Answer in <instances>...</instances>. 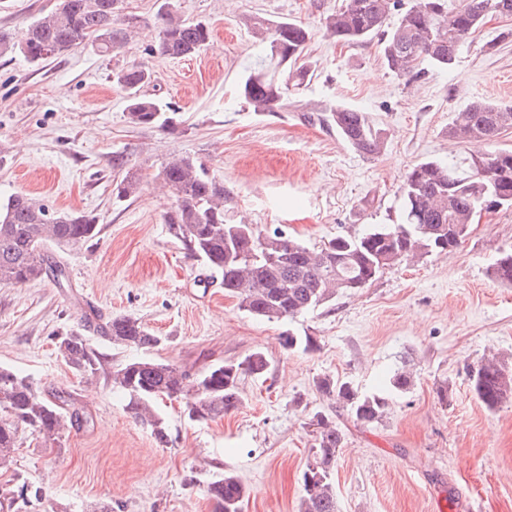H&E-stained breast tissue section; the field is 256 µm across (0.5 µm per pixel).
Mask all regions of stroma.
<instances>
[{"label":"stroma","mask_w":512,"mask_h":512,"mask_svg":"<svg viewBox=\"0 0 512 512\" xmlns=\"http://www.w3.org/2000/svg\"><path fill=\"white\" fill-rule=\"evenodd\" d=\"M53 3L0 0V30L29 25ZM341 3L179 0L212 41L172 59L150 51L161 0H124L121 13L137 17V35L111 53L81 44L37 65L0 55V197L26 192L49 210L96 216L101 226L95 240L60 252L64 285L45 278L0 286V367L45 396H64L82 415L52 445L21 430L10 462L0 464V494L14 499L7 512H213L207 484L227 471L247 488L243 512H298L318 412L344 435L333 475L337 512H512V398L487 408L471 382L492 355L512 369V288L490 275L512 248V208L475 218L453 254L394 265L291 321L239 309L220 276L189 258L163 222L173 198L155 175L174 154L223 181L226 219L319 247L398 223V189L418 162L461 166L490 147L512 148V130L492 145L448 138L468 104H512V17H489L451 71L410 83L386 68L376 43L327 37L323 18ZM257 16L295 20L311 33L303 61L314 74L289 85L272 112L252 111L239 95L242 76L261 59L248 30ZM131 64L152 71L146 91L176 110L175 132L127 123L126 94L113 74ZM451 83L461 88L453 99ZM339 105L368 113L381 130L378 157L359 156L323 123ZM117 156L124 167L114 166ZM128 168L141 186L120 201L112 188ZM117 315L162 336L151 357L190 374L257 350L269 371L242 377V405L216 421H193L179 402H158L170 435L158 444L112 385L113 367L139 356L96 331ZM288 331L313 336L317 350L285 349ZM71 332L100 358L93 379L55 348ZM403 369L412 386L392 390ZM325 375L362 396L386 393L382 420L357 422L318 390ZM26 485L41 498L20 501Z\"/></svg>","instance_id":"stroma-1"}]
</instances>
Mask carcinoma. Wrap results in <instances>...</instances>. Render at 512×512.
<instances>
[{"instance_id":"1","label":"carcinoma","mask_w":512,"mask_h":512,"mask_svg":"<svg viewBox=\"0 0 512 512\" xmlns=\"http://www.w3.org/2000/svg\"><path fill=\"white\" fill-rule=\"evenodd\" d=\"M503 6L512 16V0H344L324 20L327 33L344 43L377 40L381 57L394 74L416 79L431 68L452 69L460 46L483 24L489 5ZM122 0H60L58 6L18 34L0 31V54L19 53L38 64L87 42L102 53L121 47L135 23L116 26ZM157 19L159 41L151 49L161 56H192L210 44V31L202 22L182 18L177 0H163ZM249 27L263 47L258 68L239 83V93L254 112H272L283 100V87L275 79L281 67L288 79L300 85L310 68L297 66L310 40L308 29L293 20L271 21L255 17ZM127 95L126 121L133 127L173 131L176 112L142 93L151 73L129 65L114 75ZM330 121L341 139L364 157L379 155L384 139L365 112L336 106ZM512 129V105L475 102L456 113L448 136L457 140L493 142ZM495 163L485 165L486 156ZM472 159L461 171L441 160L413 166L399 189L400 223L377 224L362 234L339 236L314 249L274 233L262 235L251 224H227L224 218V182L209 176L190 156L174 155L163 163L157 178L174 197L164 214L173 241L189 257L221 275L224 291L238 300L243 311L258 319H293L323 306L339 293L366 286L397 263L431 253L452 252L467 236L474 216L485 202L512 208V151L495 149ZM140 188L137 172L129 169L115 182L112 193L121 200ZM96 217L82 213H49L35 199L20 193L0 198V285L25 283L51 277L66 278V269L52 252L80 246L100 233ZM490 274L512 286V250L493 263ZM112 345L149 351L161 338L137 318L120 315L100 326ZM58 352L73 369L96 374L99 359L79 333L59 342ZM269 366L266 355L256 351L240 361L216 363L189 379L182 370L159 359L144 357L117 365L110 373L112 385L124 391L131 416L150 429L155 440L169 443L164 420L153 407L158 399H179L188 417L215 420L240 403L243 376H261ZM478 399L493 409L512 395V372L495 356L485 359L472 374ZM318 389L336 398L363 424L379 422L388 407L380 395L361 397L347 382L328 376ZM80 419L67 411L62 397L50 399L33 383L9 369L0 368V463L16 448L19 431L31 430L45 444H54L62 432ZM314 463L307 466L311 482L303 484L298 512H336L332 471L344 444V435L325 415H314ZM214 512H241L246 487L226 472L208 483Z\"/></svg>"}]
</instances>
